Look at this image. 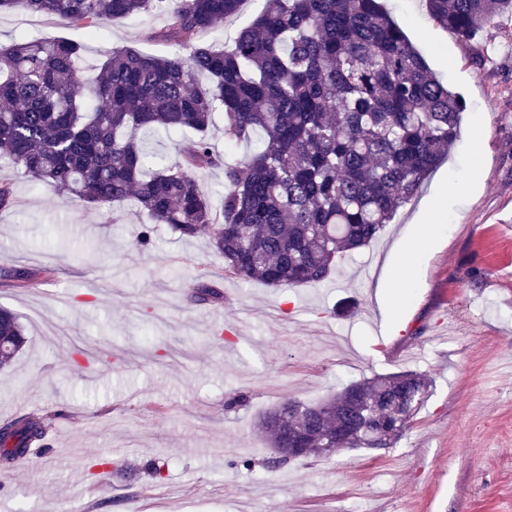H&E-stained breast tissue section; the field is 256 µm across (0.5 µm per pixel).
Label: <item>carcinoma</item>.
Listing matches in <instances>:
<instances>
[{"label":"carcinoma","mask_w":512,"mask_h":512,"mask_svg":"<svg viewBox=\"0 0 512 512\" xmlns=\"http://www.w3.org/2000/svg\"><path fill=\"white\" fill-rule=\"evenodd\" d=\"M245 0H0L1 13L54 17L94 28L137 14L164 17L148 38L170 56L116 47L92 75L84 47L62 38L0 44V154L65 202L89 209L130 202L143 218L136 243L156 224L184 240L208 233L224 275L290 288L327 280L336 259L376 238L448 157L464 104L429 68L381 0H263L229 48L200 36L237 15ZM439 26L469 39L512 14V0H425ZM205 75L202 86L198 77ZM224 140L256 143L236 161ZM195 138L170 164L155 132ZM224 173L218 193L200 174ZM48 271L9 281L33 287ZM190 301L221 291L199 277ZM26 343L24 326L0 308V371ZM431 386L404 370L351 384L319 404L283 398L259 420L270 447L302 440L322 448L392 447ZM51 420L0 423V468L45 445Z\"/></svg>","instance_id":"1"}]
</instances>
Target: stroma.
Here are the masks:
<instances>
[{"label":"stroma","instance_id":"35a3bbf8","mask_svg":"<svg viewBox=\"0 0 512 512\" xmlns=\"http://www.w3.org/2000/svg\"><path fill=\"white\" fill-rule=\"evenodd\" d=\"M432 70L465 104L459 141L369 247L338 258L320 284L274 289L226 277L207 236L159 226L135 246L130 207L89 210L0 158L14 205L0 212V273L49 270L37 288L0 284L28 344L0 372V421L52 419L47 458L0 470V512H512V15L465 40L422 0H384ZM163 25L142 14L86 26L0 14V43L58 37L104 51ZM482 128V147L471 132ZM458 186L442 230L397 302L391 329L376 299L431 197ZM220 301L186 298L198 276ZM355 301L351 315L336 312ZM227 339L219 341L215 330ZM413 369L432 387L393 447L297 460L270 471L259 416L290 396L316 403L346 385ZM252 459V469L234 466ZM114 464L99 481L101 462ZM163 464V479L147 470Z\"/></svg>","mask_w":512,"mask_h":512}]
</instances>
